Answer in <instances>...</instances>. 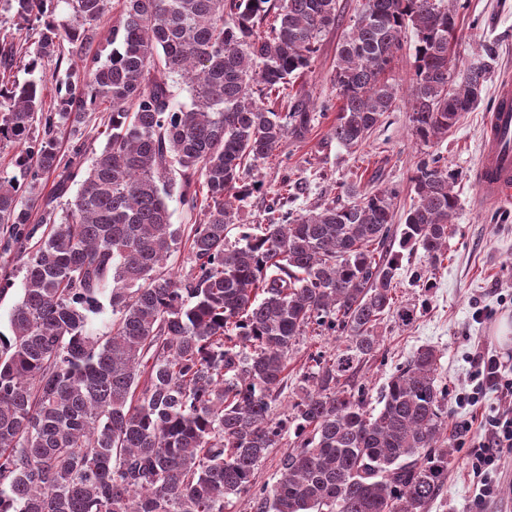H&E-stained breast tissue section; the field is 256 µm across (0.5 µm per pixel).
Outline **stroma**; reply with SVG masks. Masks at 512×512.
<instances>
[{"label": "stroma", "instance_id": "stroma-1", "mask_svg": "<svg viewBox=\"0 0 512 512\" xmlns=\"http://www.w3.org/2000/svg\"><path fill=\"white\" fill-rule=\"evenodd\" d=\"M459 17L466 39L457 49L458 68H465L483 44H490L494 54L479 104L462 115L438 146L449 169L459 176L454 187L460 202L452 220L454 232L447 257L438 267L430 266L423 250H401L397 295L399 301L415 306L417 314L407 325L393 317L381 322L378 333L384 338V353L364 365L360 380L370 395H378L397 363L419 347H435L448 385V432L458 448L444 494L430 512H512V495L505 491L512 485V451L500 457L494 497L478 500L471 473V450L484 438L481 418L503 408L501 392L487 386L477 405L463 401L475 385L471 361L475 351L498 355L505 368L512 370V343H502L497 336L501 321L512 320V204L483 203L476 181L487 115L500 81L512 78V0H465ZM340 36L337 28L323 34L311 67L295 83L296 89L311 94L315 102L336 98L331 72ZM335 122V111L317 115L306 140L290 137L283 141L279 149L282 164L259 167L264 191L240 204L239 223H260L267 192L276 189L288 171L302 179L294 203L301 212L337 199L348 185L374 176L381 184L400 185L397 207L408 208L409 178L424 148L412 135L407 106L388 113L384 123L355 150L331 139ZM416 270L429 278L430 290L412 285L411 274Z\"/></svg>", "mask_w": 512, "mask_h": 512}]
</instances>
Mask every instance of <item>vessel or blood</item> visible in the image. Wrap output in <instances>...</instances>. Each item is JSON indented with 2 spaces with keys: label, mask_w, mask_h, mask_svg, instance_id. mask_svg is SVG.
<instances>
[{
  "label": "vessel or blood",
  "mask_w": 512,
  "mask_h": 512,
  "mask_svg": "<svg viewBox=\"0 0 512 512\" xmlns=\"http://www.w3.org/2000/svg\"><path fill=\"white\" fill-rule=\"evenodd\" d=\"M490 113L478 166L481 193L492 203L512 201V83L503 82Z\"/></svg>",
  "instance_id": "1"
}]
</instances>
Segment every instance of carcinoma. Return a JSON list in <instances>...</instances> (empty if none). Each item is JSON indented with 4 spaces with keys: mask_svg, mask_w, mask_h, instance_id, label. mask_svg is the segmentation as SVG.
Returning a JSON list of instances; mask_svg holds the SVG:
<instances>
[{
    "mask_svg": "<svg viewBox=\"0 0 512 512\" xmlns=\"http://www.w3.org/2000/svg\"><path fill=\"white\" fill-rule=\"evenodd\" d=\"M3 2L0 148L16 152L0 171V241L23 279L0 332V512H224L243 496L255 512H429L456 452L437 349L395 368L375 414L357 375L383 350L378 325L416 315L397 303L394 246L435 266L453 232L457 174L432 147L488 81L484 61L455 71L458 0H360L338 42L331 138L352 150L399 107L388 71L415 34L410 120L428 151L400 223L396 185H350L346 201L298 214L287 176L264 223L238 225L239 203L263 188L253 168L311 129L314 102L288 87L339 26L338 0H123L92 55L109 0ZM49 62L64 78L47 109L43 80L7 73ZM101 110L97 150L84 134ZM176 190L201 213L186 230L171 223ZM183 246L189 269L167 270ZM308 335L344 348L310 353L276 416ZM287 434L280 478L256 488ZM310 341L309 339L301 340L299 345L297 346L296 353L292 355L291 360L289 361L288 365V388L284 391L282 394L279 402H277L276 405V412L277 413H283L287 409L288 404H290L289 401H291V390L294 386L295 377L296 374H299V369H301L304 366V363L307 360V355L309 351H313L316 349V347H321L322 351L329 353L337 352L338 348H342L343 345L341 343V340L338 339V336H336V339L334 336H324L321 341H319L318 344H316V347L310 348ZM291 385V388H289ZM290 396V397H289Z\"/></svg>",
    "mask_w": 512,
    "mask_h": 512,
    "instance_id": "carcinoma-1",
    "label": "carcinoma"
}]
</instances>
